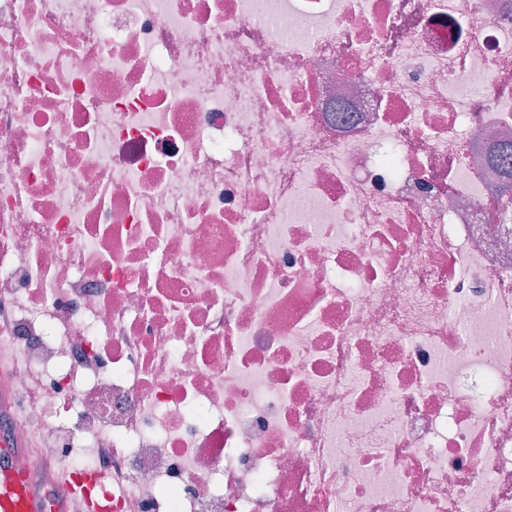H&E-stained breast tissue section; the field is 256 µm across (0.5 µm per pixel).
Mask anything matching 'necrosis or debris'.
<instances>
[{
    "label": "necrosis or debris",
    "instance_id": "4bbe7bcc",
    "mask_svg": "<svg viewBox=\"0 0 512 512\" xmlns=\"http://www.w3.org/2000/svg\"><path fill=\"white\" fill-rule=\"evenodd\" d=\"M512 0H0V435L113 512H512Z\"/></svg>",
    "mask_w": 512,
    "mask_h": 512
}]
</instances>
